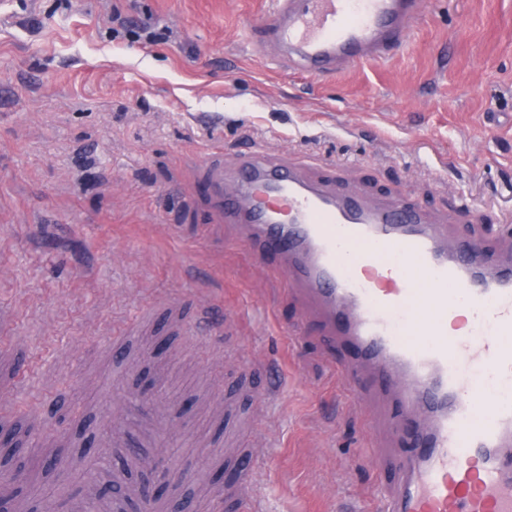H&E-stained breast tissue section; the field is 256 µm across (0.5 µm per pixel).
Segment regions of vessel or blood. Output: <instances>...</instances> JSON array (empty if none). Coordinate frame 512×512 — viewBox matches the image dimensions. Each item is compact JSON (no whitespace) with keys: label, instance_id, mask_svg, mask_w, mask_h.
Returning <instances> with one entry per match:
<instances>
[{"label":"vessel or blood","instance_id":"obj_1","mask_svg":"<svg viewBox=\"0 0 512 512\" xmlns=\"http://www.w3.org/2000/svg\"><path fill=\"white\" fill-rule=\"evenodd\" d=\"M424 2L274 0L259 33L307 75L332 76L406 46ZM211 181L215 206L315 311L318 333L370 366L365 389L397 383L398 413L433 415L412 449L396 452L382 512H512V260L491 264L481 243L449 242L447 225L418 205L370 206L270 155H249L229 173L215 167ZM166 305L197 345H222L213 309L186 317L179 298ZM462 310L470 332L449 336ZM122 402L125 418L98 427L108 465L89 471L66 512H168L131 482L126 462L169 446L171 409L131 394ZM228 498L238 512H257L252 464L205 512Z\"/></svg>","mask_w":512,"mask_h":512}]
</instances>
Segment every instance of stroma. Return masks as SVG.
<instances>
[{"instance_id": "35a3bbf8", "label": "stroma", "mask_w": 512, "mask_h": 512, "mask_svg": "<svg viewBox=\"0 0 512 512\" xmlns=\"http://www.w3.org/2000/svg\"><path fill=\"white\" fill-rule=\"evenodd\" d=\"M270 0H9L0 6V385L40 435L94 456L111 413L112 333L172 291L222 314L200 350L155 315L131 387L157 377L182 412L163 500L192 512L225 449L239 358L275 380L250 436L262 512H378L393 463L379 395L355 398L284 275L216 211L212 166L258 150L368 201L454 217L489 256L512 252V0H429L409 45L326 78L251 31ZM121 14L122 23L112 21Z\"/></svg>"}]
</instances>
